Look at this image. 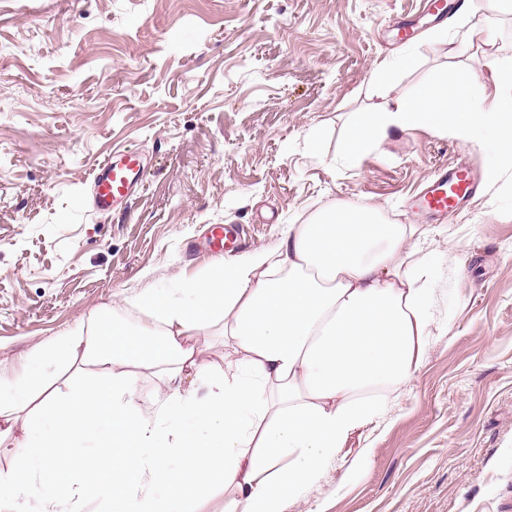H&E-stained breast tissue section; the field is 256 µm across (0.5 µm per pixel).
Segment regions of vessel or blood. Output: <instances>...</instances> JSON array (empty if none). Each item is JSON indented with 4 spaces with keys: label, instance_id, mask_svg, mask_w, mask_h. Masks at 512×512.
Instances as JSON below:
<instances>
[{
    "label": "vessel or blood",
    "instance_id": "vessel-or-blood-1",
    "mask_svg": "<svg viewBox=\"0 0 512 512\" xmlns=\"http://www.w3.org/2000/svg\"><path fill=\"white\" fill-rule=\"evenodd\" d=\"M144 171L140 153L126 149L103 161L91 176L92 205L108 212L128 202L136 193ZM480 183L467 157H459L452 169H437L414 202L415 209L430 218L448 213L474 198Z\"/></svg>",
    "mask_w": 512,
    "mask_h": 512
}]
</instances>
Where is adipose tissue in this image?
<instances>
[{"instance_id":"ef3b65f1","label":"adipose tissue","mask_w":512,"mask_h":512,"mask_svg":"<svg viewBox=\"0 0 512 512\" xmlns=\"http://www.w3.org/2000/svg\"><path fill=\"white\" fill-rule=\"evenodd\" d=\"M487 122L496 132L484 166L493 184L512 159V72L490 57L483 70L465 67L379 111L352 113L340 151L358 161L396 131L464 140ZM432 270L416 225L386 222L374 207L338 206L289 225L276 248L215 260L171 288L142 289L131 304L156 317L155 335L103 308L92 328L37 348L20 377L0 378L1 449L10 447L14 413H25L0 498L19 512H84L97 489L115 512H201L220 488L222 512H285L346 439L377 420L383 402L367 389L402 383L422 365ZM216 324L236 356L222 372L191 342ZM79 359L100 376L34 400L42 365ZM141 369L162 373L146 400ZM190 374L204 395L184 390ZM47 474L54 481L45 486Z\"/></svg>"}]
</instances>
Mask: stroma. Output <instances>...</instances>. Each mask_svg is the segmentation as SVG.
I'll list each match as a JSON object with an SVG mask.
<instances>
[{
    "label": "stroma",
    "instance_id": "1",
    "mask_svg": "<svg viewBox=\"0 0 512 512\" xmlns=\"http://www.w3.org/2000/svg\"><path fill=\"white\" fill-rule=\"evenodd\" d=\"M461 2L436 18L425 0H0V375L105 306L152 329L128 300L201 274L215 227L246 255L374 206L429 234L426 356L286 512H512V166L437 234L409 199L459 156L483 172L490 130L338 153L350 113L489 56L512 70V14ZM127 148L142 185L100 213L92 172Z\"/></svg>",
    "mask_w": 512,
    "mask_h": 512
}]
</instances>
